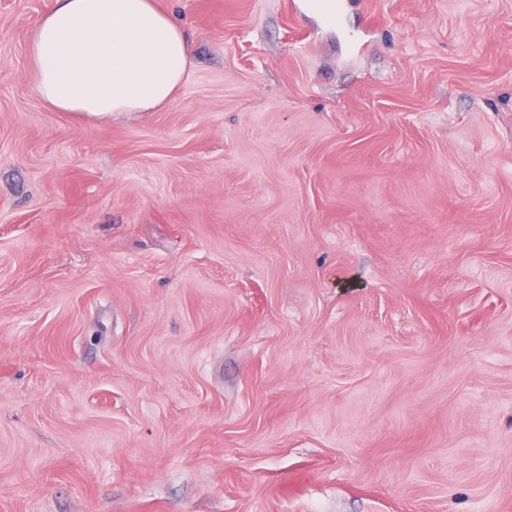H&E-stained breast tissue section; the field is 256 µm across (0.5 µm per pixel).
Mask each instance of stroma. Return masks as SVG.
I'll use <instances>...</instances> for the list:
<instances>
[{
	"label": "stroma",
	"instance_id": "obj_1",
	"mask_svg": "<svg viewBox=\"0 0 512 512\" xmlns=\"http://www.w3.org/2000/svg\"><path fill=\"white\" fill-rule=\"evenodd\" d=\"M154 2L99 119L0 0V512H512V0Z\"/></svg>",
	"mask_w": 512,
	"mask_h": 512
}]
</instances>
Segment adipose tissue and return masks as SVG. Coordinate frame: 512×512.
<instances>
[{
  "label": "adipose tissue",
  "mask_w": 512,
  "mask_h": 512,
  "mask_svg": "<svg viewBox=\"0 0 512 512\" xmlns=\"http://www.w3.org/2000/svg\"><path fill=\"white\" fill-rule=\"evenodd\" d=\"M27 55L49 107L106 116L167 102L186 78L190 41L153 0H49Z\"/></svg>",
  "instance_id": "1"
}]
</instances>
